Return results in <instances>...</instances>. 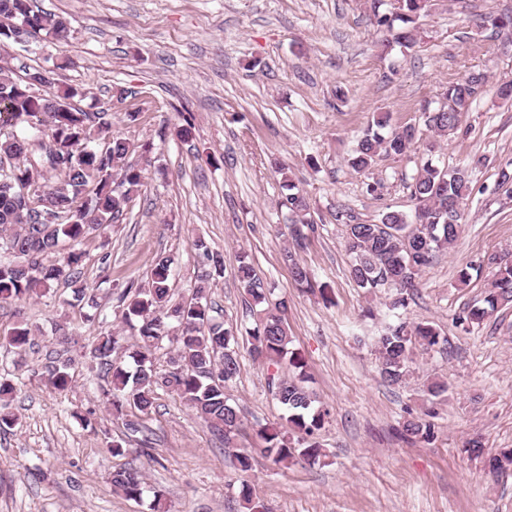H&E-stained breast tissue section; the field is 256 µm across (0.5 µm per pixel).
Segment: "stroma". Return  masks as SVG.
<instances>
[{"instance_id":"stroma-1","label":"stroma","mask_w":512,"mask_h":512,"mask_svg":"<svg viewBox=\"0 0 512 512\" xmlns=\"http://www.w3.org/2000/svg\"><path fill=\"white\" fill-rule=\"evenodd\" d=\"M34 10L70 23L67 43L46 35L29 49L11 45L12 67H49L56 85L78 89L76 107L108 110L114 134L154 145V163L122 219L82 249L88 300L60 282L43 297L0 307V331L26 321L35 345L26 353L0 343V380L14 387L15 427L0 431V512H148L112 486L131 456L108 442L149 439L156 461L140 459L147 487L162 491L171 512H241L240 473L224 440L184 402L161 395L149 414L116 416L103 394L108 381L92 357L107 331L133 344L121 318L122 293L145 285L158 253L172 259L173 301L191 297L199 258L196 238L224 255V275L209 297L226 318L253 319L235 277L240 253L287 297L292 346L305 357L312 387L329 417L317 442L319 463L273 464L260 451L258 425L278 421L266 369L248 345L228 393L244 425L233 441L248 449L249 478L268 512H512V469L484 467L485 456L512 448V304L463 331L456 319L483 300L496 257L512 254V197L497 187L512 161V101L494 84L512 76V37L478 27L488 13L512 11V0H434L420 18L421 40L405 53L379 54L371 0H31ZM482 70L490 83L462 116L458 134L435 140L421 112L443 85ZM345 100H337V90ZM395 125L418 126L402 157L380 158L368 173L347 164L373 112ZM136 120H129V113ZM191 114L195 138H161L163 126ZM435 152H428L430 142ZM434 160L468 168L470 194L452 249L423 269L406 307L392 308L395 288L368 293L349 277L348 219L378 222L386 209L412 212L408 183ZM288 165L316 222L304 246L280 207ZM382 184L369 193L367 183ZM311 275L294 282L285 252ZM482 264L461 282L462 269ZM427 322L447 343L418 353L406 380L387 384L375 341L389 324ZM75 334L58 344L55 327ZM70 362L71 384L47 383L50 357ZM448 383L437 400L434 437L404 440L403 422L420 414L431 379ZM91 427H83L82 417ZM139 423L140 432L129 430ZM480 438L482 456L464 444Z\"/></svg>"}]
</instances>
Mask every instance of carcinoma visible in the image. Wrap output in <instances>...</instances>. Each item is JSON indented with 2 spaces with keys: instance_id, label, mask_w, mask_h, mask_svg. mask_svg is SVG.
<instances>
[{
  "instance_id": "1",
  "label": "carcinoma",
  "mask_w": 512,
  "mask_h": 512,
  "mask_svg": "<svg viewBox=\"0 0 512 512\" xmlns=\"http://www.w3.org/2000/svg\"><path fill=\"white\" fill-rule=\"evenodd\" d=\"M389 13L373 6V23L383 34L378 48L386 53L395 46L413 49L420 40L418 22L428 11L429 0H398ZM478 25L511 29L512 13L482 15ZM63 43L69 37L68 21L54 14L36 13L30 0H0V48L25 34L40 33ZM488 76L473 71L465 79L443 87V102L423 112L425 127L438 138L458 130L462 113L482 93ZM43 82L42 70L28 71L18 78L9 64L0 66V250L12 260L0 261V301H23L39 296L63 280L74 287L76 300L85 298L82 284L83 242L92 234L106 232L121 216L143 184L144 168L128 162L135 145L112 134L110 113L85 112L72 105L77 91ZM170 134L181 142L194 137V124L174 126ZM415 143L412 126L396 127L392 113H372L366 130L348 158L356 172L371 169L382 156H402ZM287 190L281 205L288 209L295 241L305 238L303 229L314 231L307 196L275 163ZM415 203L414 219L398 211H385L379 223L346 225V249L352 256L349 276L359 288L372 293L385 285L398 291L393 306H405L406 294L415 287L432 258L449 251L458 234L462 206L468 196L467 171L448 172L426 160L408 185ZM193 246L204 259L197 276L195 297L171 302L170 256H156L145 287L127 290L129 302L122 319L137 330L138 340L127 353L128 363L118 364L112 355L120 337H101L93 350L100 368L110 374V388L103 394L118 413L130 407L142 414L154 408L159 392L178 396L231 443L230 434L242 425L239 408L226 393L239 372L238 325L212 315L207 297L213 280L224 276V255L201 238ZM285 259L292 266L294 281L309 285V273L291 252ZM237 281L249 311L255 314L246 330L256 358L276 371L271 395L286 410L284 422L266 426L258 436L264 452L277 464L315 463L323 456L312 439L323 427L327 411L317 405L309 388L305 359L290 350L288 326L281 312L288 300H272V289L257 273L250 257L238 255ZM512 302V261L499 263L483 305L469 308L458 318L461 324L482 322L498 306ZM32 329L18 324L4 337L19 351L32 345ZM442 341L429 323L408 326L400 323L379 337L376 352L383 377L392 384L405 380L415 350H428ZM172 347L169 369L157 366L156 352L163 343ZM50 383L56 390L68 389V365L48 366ZM12 387L0 383V429L9 428ZM428 408L422 416L408 418L402 434L426 439L431 435ZM512 465V450L490 457L489 472L498 473ZM114 489L129 499L139 500L145 491L144 478L134 468L112 473ZM239 498L245 512H266L255 500L254 488L242 480Z\"/></svg>"
}]
</instances>
